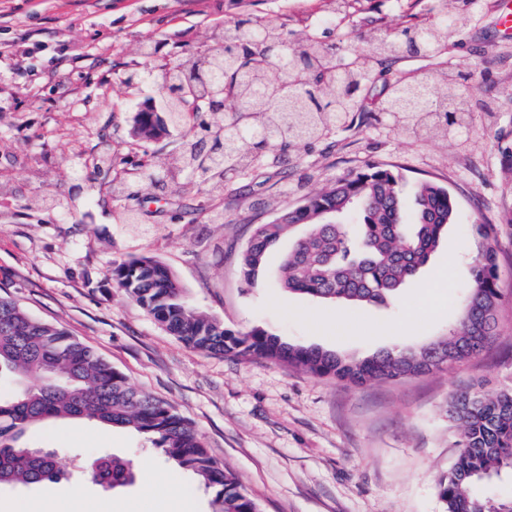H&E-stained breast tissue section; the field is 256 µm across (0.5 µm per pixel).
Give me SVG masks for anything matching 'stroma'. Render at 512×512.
<instances>
[{"label": "stroma", "instance_id": "stroma-1", "mask_svg": "<svg viewBox=\"0 0 512 512\" xmlns=\"http://www.w3.org/2000/svg\"><path fill=\"white\" fill-rule=\"evenodd\" d=\"M498 0H471L469 19L432 55L373 65L363 107L328 136L258 161L209 190L163 177L150 199L129 198L146 161L177 158L184 133L137 135V108L155 95L164 56L210 43L215 28L258 16L286 24L289 42L311 37L361 54L378 29L432 20L438 0H0V295L91 346L143 392L167 401L197 429L260 512H445L438 483L457 454L448 402L473 387L512 390V33ZM162 54L144 58V43ZM139 72L128 81L130 72ZM454 72L470 94L468 124L418 139L381 119L394 79ZM372 166L398 173L404 198L430 180L448 188L458 218L429 263L386 303L354 306L288 293L283 237L252 280L240 255L256 225ZM136 223H123L126 211ZM497 228L496 335L483 354L434 372L352 385L264 360L185 345L118 288L113 266L146 256L169 269L188 303L226 329L261 328L287 342L356 358L447 336L470 280L476 227ZM29 445L57 452L55 483L0 487V512H156L139 483L110 491L83 481L96 452L176 474L175 512H211L212 494L132 429L86 420L32 428Z\"/></svg>", "mask_w": 512, "mask_h": 512}]
</instances>
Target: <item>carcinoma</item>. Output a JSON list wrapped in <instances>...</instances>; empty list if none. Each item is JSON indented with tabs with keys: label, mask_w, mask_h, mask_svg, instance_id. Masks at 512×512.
Listing matches in <instances>:
<instances>
[{
	"label": "carcinoma",
	"mask_w": 512,
	"mask_h": 512,
	"mask_svg": "<svg viewBox=\"0 0 512 512\" xmlns=\"http://www.w3.org/2000/svg\"><path fill=\"white\" fill-rule=\"evenodd\" d=\"M467 20L465 12L442 11L435 21L399 34L381 30L366 40L365 57L339 61L318 41L288 42L282 24L246 16L224 26L215 34L213 46L188 49L163 65L157 93L167 99L178 129L186 127L190 114L207 112L227 100L241 112L261 113L262 120L258 125L224 124L214 132V145L205 159L198 141L188 136L180 171L201 173L206 183L227 170L242 175L252 165L243 151L246 142L284 151L327 136L345 114L361 107V91L372 80L370 61L404 52L434 54ZM323 82L334 88L328 99L319 89ZM442 84L444 93L438 95L431 83L396 79L380 111L404 116L408 129L423 139L461 130L467 99L454 76ZM456 220V201L448 189L422 182L409 208L398 190V177L388 169H370L257 225L241 255V267L251 280L281 238L304 225L306 233L283 258V288L328 301L381 304L420 272ZM477 229L481 244L460 300L458 326L447 337L420 347L363 359L291 345L261 328L227 331L190 307L170 271L149 257L114 266L112 279L195 349L243 360L264 359L354 385L396 381L463 363L492 342L501 299L495 228L479 224ZM3 378L11 381L12 391L0 395V486L59 481L63 472L55 451L28 446L24 436L29 428L51 419H86L152 436L168 459L214 491L212 512H259L255 499L209 455L191 424L164 401L136 388L90 346L31 317L8 296H0ZM448 418L458 431V452L439 482L447 512H512V496L494 499L476 491L481 482L512 473V390L457 393L448 401ZM85 475L107 490L135 480L132 461L114 456L94 458Z\"/></svg>",
	"instance_id": "1"
}]
</instances>
